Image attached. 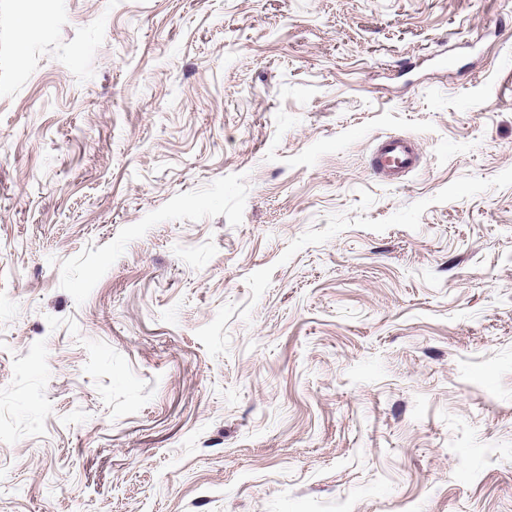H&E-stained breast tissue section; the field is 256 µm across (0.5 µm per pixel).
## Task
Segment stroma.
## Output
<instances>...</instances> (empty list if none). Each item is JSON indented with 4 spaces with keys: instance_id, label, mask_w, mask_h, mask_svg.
Here are the masks:
<instances>
[{
    "instance_id": "obj_1",
    "label": "stroma",
    "mask_w": 512,
    "mask_h": 512,
    "mask_svg": "<svg viewBox=\"0 0 512 512\" xmlns=\"http://www.w3.org/2000/svg\"><path fill=\"white\" fill-rule=\"evenodd\" d=\"M0 512H512V0H0ZM372 164L379 174H408L419 167L418 150L408 138L387 136L377 143Z\"/></svg>"
}]
</instances>
